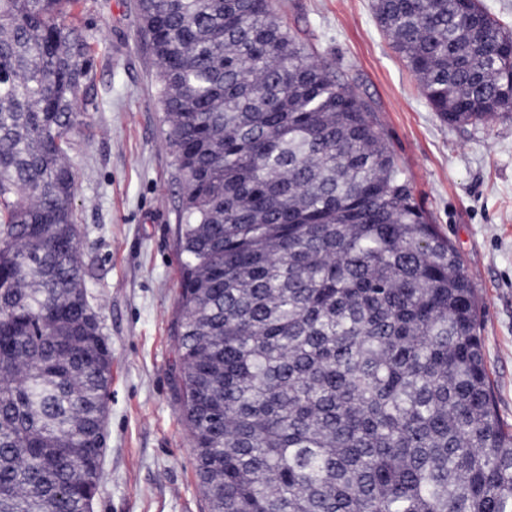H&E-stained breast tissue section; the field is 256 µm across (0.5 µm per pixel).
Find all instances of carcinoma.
Instances as JSON below:
<instances>
[{
    "instance_id": "1",
    "label": "carcinoma",
    "mask_w": 512,
    "mask_h": 512,
    "mask_svg": "<svg viewBox=\"0 0 512 512\" xmlns=\"http://www.w3.org/2000/svg\"><path fill=\"white\" fill-rule=\"evenodd\" d=\"M82 0H0V512H89L112 346L80 337L68 162ZM449 124L512 112L479 4L374 0ZM178 210V391L209 512H512L461 256L367 105L273 0H139Z\"/></svg>"
}]
</instances>
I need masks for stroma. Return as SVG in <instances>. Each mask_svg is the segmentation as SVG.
I'll return each mask as SVG.
<instances>
[{"mask_svg":"<svg viewBox=\"0 0 512 512\" xmlns=\"http://www.w3.org/2000/svg\"><path fill=\"white\" fill-rule=\"evenodd\" d=\"M137 0H85L97 96L74 137L85 286L112 345L101 490L93 512H208L176 387V224L184 191ZM295 34L382 124L420 206L480 299L498 413L512 427V115L444 123L379 26L373 0H275Z\"/></svg>","mask_w":512,"mask_h":512,"instance_id":"stroma-1","label":"stroma"}]
</instances>
